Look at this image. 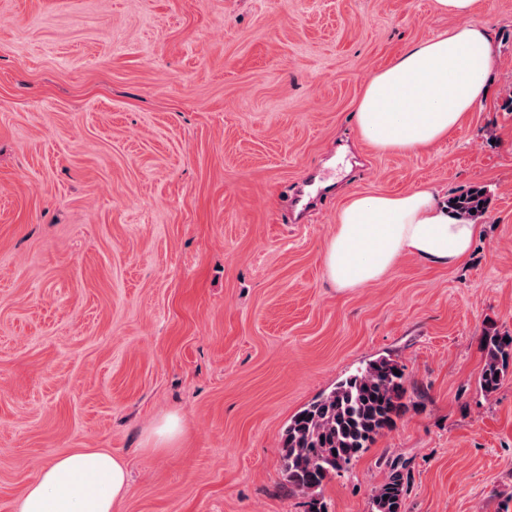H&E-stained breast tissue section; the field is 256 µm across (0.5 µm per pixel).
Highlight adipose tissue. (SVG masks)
Instances as JSON below:
<instances>
[{
    "label": "adipose tissue",
    "mask_w": 512,
    "mask_h": 512,
    "mask_svg": "<svg viewBox=\"0 0 512 512\" xmlns=\"http://www.w3.org/2000/svg\"><path fill=\"white\" fill-rule=\"evenodd\" d=\"M480 0H435L463 22L413 43L376 71L357 101L358 129L380 152L416 156L456 135L485 97L493 63L488 24L473 21ZM478 225L451 213L428 185L398 193L351 194L326 244L335 287L378 282L403 258L436 265L465 260ZM126 461L108 448L57 452L14 501V512H113L130 493Z\"/></svg>",
    "instance_id": "ef3b65f1"
}]
</instances>
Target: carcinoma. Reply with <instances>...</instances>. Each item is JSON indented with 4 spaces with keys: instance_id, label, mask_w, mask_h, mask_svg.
I'll list each match as a JSON object with an SVG mask.
<instances>
[{
    "instance_id": "cac0c4a2",
    "label": "carcinoma",
    "mask_w": 512,
    "mask_h": 512,
    "mask_svg": "<svg viewBox=\"0 0 512 512\" xmlns=\"http://www.w3.org/2000/svg\"><path fill=\"white\" fill-rule=\"evenodd\" d=\"M487 204L482 188L448 199L451 211L470 219L482 216ZM481 348L484 364L478 388L490 396L512 368V335L487 328ZM406 393L404 366L382 357L358 367L292 417L282 436L281 470L289 488L308 498V512H327L324 485L396 425ZM409 480L405 466H392L372 495L375 512H402Z\"/></svg>"
}]
</instances>
